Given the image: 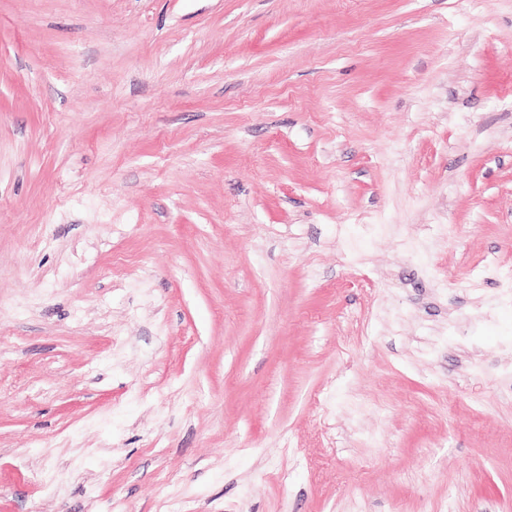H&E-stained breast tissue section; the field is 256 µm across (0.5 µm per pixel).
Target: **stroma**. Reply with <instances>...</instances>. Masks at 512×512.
<instances>
[{
    "instance_id": "1",
    "label": "stroma",
    "mask_w": 512,
    "mask_h": 512,
    "mask_svg": "<svg viewBox=\"0 0 512 512\" xmlns=\"http://www.w3.org/2000/svg\"><path fill=\"white\" fill-rule=\"evenodd\" d=\"M0 512H512V0H0Z\"/></svg>"
}]
</instances>
